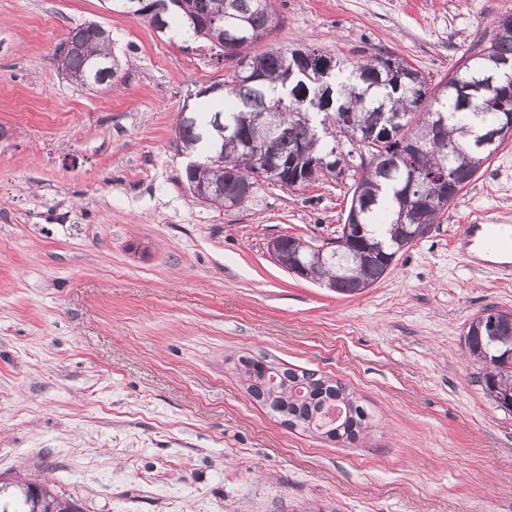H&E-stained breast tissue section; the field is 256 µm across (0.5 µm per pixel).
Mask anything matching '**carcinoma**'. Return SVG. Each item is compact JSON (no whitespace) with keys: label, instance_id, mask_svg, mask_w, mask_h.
Instances as JSON below:
<instances>
[{"label":"carcinoma","instance_id":"1","mask_svg":"<svg viewBox=\"0 0 512 512\" xmlns=\"http://www.w3.org/2000/svg\"><path fill=\"white\" fill-rule=\"evenodd\" d=\"M145 8L165 7V30L208 43L225 58L236 61L224 90L211 91L217 102L203 111H183L176 123L177 145L198 159L185 168L187 188L205 183L222 192L223 199L212 206L224 208V199L240 207L250 200L241 196L242 180L260 173L258 158L242 146L244 140H266V152L287 161L298 152L311 158L336 154L334 166H326L322 175L335 174V166L349 164L352 151L339 145L349 126L372 127L378 114L384 115L385 131L377 132L367 147L376 156L372 167L361 166L352 193L350 207L357 209L361 232L336 246L327 262L310 269V279L334 285L342 295L361 293L382 279L394 247L404 227L421 223V202L442 214L458 195L474 181L482 165L491 159L508 139L512 126H501L505 113H512V33L497 32L494 25L488 43L466 57L451 75L465 83H481V71L499 64L497 83L482 87L471 100L462 99L448 89V79L429 86L425 77L404 59L380 51L356 60L337 62L315 49H305L313 62H330L333 74L328 102L313 99L290 100L288 71L291 50L275 49L261 55H249L246 49L264 39L272 30L274 0H188L199 21L192 25L180 0H145ZM82 50L61 61L69 76L84 74L86 84L100 86L113 81L112 68L119 61L112 54L109 35L89 24L83 28ZM250 63L248 71L240 68ZM312 123L330 121L336 139L326 140L309 134L300 113ZM252 114L265 116V125L247 122ZM497 132V143L484 145L483 138ZM414 144L408 152L400 148L404 141ZM319 175L297 173L285 167L279 181L299 180L307 186ZM371 247L383 250L370 264L351 260L353 252ZM486 316L475 317L464 336V346L478 365L485 394L497 406H512V371L485 367L487 357L512 360V310L491 305L482 309ZM237 370L251 397L267 410L283 418L290 428L300 427L330 440L357 439L367 428V414L347 393L339 381H332L313 370L281 366L264 357L241 356ZM67 500L56 496L47 486L32 482L18 486V492L0 501V512H65Z\"/></svg>","mask_w":512,"mask_h":512}]
</instances>
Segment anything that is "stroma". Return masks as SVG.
I'll list each match as a JSON object with an SVG mask.
<instances>
[{
	"label": "stroma",
	"instance_id": "35a3bbf8",
	"mask_svg": "<svg viewBox=\"0 0 512 512\" xmlns=\"http://www.w3.org/2000/svg\"><path fill=\"white\" fill-rule=\"evenodd\" d=\"M261 54L403 57L436 83L512 0H276ZM94 23L121 78L89 88L55 50ZM232 60L112 0H0V483L48 482L80 512H512V412L474 380L472 319L512 275L469 265L464 224L512 225V141L371 288L288 273L268 242L344 224L354 176L192 197L181 109ZM342 382L371 413L354 442L288 428L238 357Z\"/></svg>",
	"mask_w": 512,
	"mask_h": 512
}]
</instances>
